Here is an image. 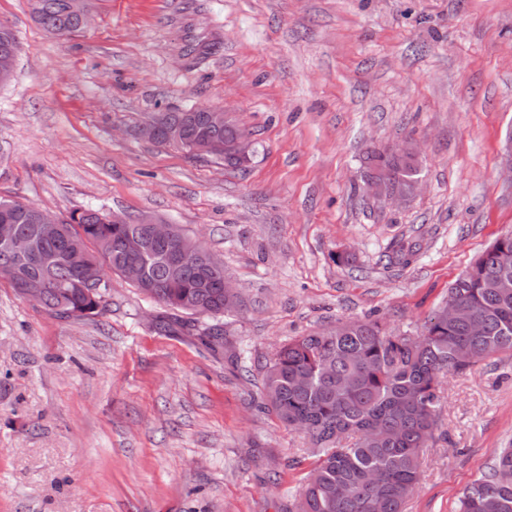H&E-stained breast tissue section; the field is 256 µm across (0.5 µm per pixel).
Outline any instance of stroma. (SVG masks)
<instances>
[{
	"label": "stroma",
	"instance_id": "1",
	"mask_svg": "<svg viewBox=\"0 0 512 512\" xmlns=\"http://www.w3.org/2000/svg\"><path fill=\"white\" fill-rule=\"evenodd\" d=\"M46 33L0 0L19 47L0 88V197L179 225L224 262L219 326L245 368L161 329L111 275L102 314L60 319L0 282V512H290L314 465L261 409L278 345L374 314L417 335L512 231V0H92ZM221 106L246 171L141 138L153 113ZM418 143L406 201L367 196L368 151ZM414 245L409 264L389 262ZM350 253L354 262H337ZM447 439L405 512H459L512 446V354L442 384Z\"/></svg>",
	"mask_w": 512,
	"mask_h": 512
}]
</instances>
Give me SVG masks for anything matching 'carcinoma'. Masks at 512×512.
<instances>
[{
	"instance_id": "cac0c4a2",
	"label": "carcinoma",
	"mask_w": 512,
	"mask_h": 512,
	"mask_svg": "<svg viewBox=\"0 0 512 512\" xmlns=\"http://www.w3.org/2000/svg\"><path fill=\"white\" fill-rule=\"evenodd\" d=\"M31 12L48 32L68 36L81 30L70 0H32ZM182 128L185 146L234 140L235 124L210 129L197 109L157 112L142 125L147 139L166 144L164 129ZM416 162L387 151L366 157L365 178H384L407 190ZM39 206L0 198V222L8 216L15 233L31 240L32 255L20 259L0 246V279L15 292L28 281L44 283L40 306L51 315L78 318L100 313L110 289L104 281L89 290L91 266L116 274L134 264L144 270L136 284L167 315L163 328L184 336L196 332L194 316L224 314V263L169 258L192 245L183 231L165 250L127 217L112 223L100 209L74 210L61 218L62 236L36 222ZM448 301L462 307L430 315L416 337L395 333L379 319L339 321L284 343L263 367L261 404L288 428L299 430L316 461L302 485L295 512H403L421 474V456L444 435L440 377L462 373L504 352L512 353V234H503L448 288ZM214 352L224 348L221 330L198 337ZM461 350L468 362L454 359ZM461 512H512V448H504L487 472L462 493Z\"/></svg>"
}]
</instances>
